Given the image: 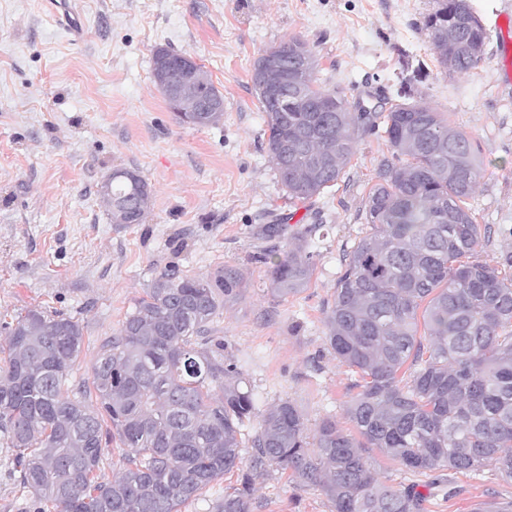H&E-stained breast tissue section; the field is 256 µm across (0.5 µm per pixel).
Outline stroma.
Masks as SVG:
<instances>
[{
	"mask_svg": "<svg viewBox=\"0 0 512 512\" xmlns=\"http://www.w3.org/2000/svg\"><path fill=\"white\" fill-rule=\"evenodd\" d=\"M81 39L46 0H0V315L40 306L79 318L84 342L72 378H90L102 341L115 332L165 268L204 276L243 270L248 287L212 324L224 356L249 381L258 410L288 399L308 426L346 406L356 375L331 353L327 302L344 256L369 230L363 209L388 152L363 134L335 186L290 201L276 178L254 91L255 60L281 40L304 39L320 59L318 78L349 101H398L403 64L422 65L415 100L428 103L477 144L483 177L470 199L484 228L477 260L512 256V84L488 40L477 68L441 70L419 29L434 0H78ZM163 46L191 56L224 95L211 127L179 122L153 82ZM135 169L152 197L140 224H115L98 195L113 168ZM315 226L312 277L280 299L268 291L260 255L280 249L262 225ZM380 482L430 484L428 512H473L512 500L494 465L478 473L418 474L368 449ZM12 451L0 439V512H30ZM257 512H332L327 498L274 471L255 484Z\"/></svg>",
	"mask_w": 512,
	"mask_h": 512,
	"instance_id": "obj_1",
	"label": "stroma"
}]
</instances>
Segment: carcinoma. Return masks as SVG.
I'll use <instances>...</instances> for the list:
<instances>
[{
	"label": "carcinoma",
	"mask_w": 512,
	"mask_h": 512,
	"mask_svg": "<svg viewBox=\"0 0 512 512\" xmlns=\"http://www.w3.org/2000/svg\"><path fill=\"white\" fill-rule=\"evenodd\" d=\"M420 28L444 72L463 74L484 61L489 33L470 0H436ZM281 43L312 57L308 71L290 70L308 105L293 80L276 98L254 87L288 199L335 185L359 136L379 118L390 148L365 202L370 232L345 255L324 317L331 352L359 376L346 409L359 437L330 417L308 432L290 400L257 413L247 379L225 363L223 341L210 335L224 304L248 288L246 277L233 266L206 277L172 267L102 341L90 380L77 385L68 376L83 345L80 320L34 307L0 322L8 339L0 436L14 449V472L33 495V512H180L234 471L238 486L224 492L215 512H254L255 479L274 470L319 487L332 512H426L428 496L417 485L378 481L369 448L415 472L476 473L493 463L512 480V276L472 260L481 242L468 206L481 175L472 139L420 102L385 112L350 105L343 92L318 83L319 60L306 41ZM178 87L187 101L204 88L222 96L202 69ZM176 116L208 127L223 113ZM105 181L109 218L123 206L125 223H143L146 179L116 168ZM313 232L298 228L281 251L265 255L272 297L309 283ZM257 415L259 427L245 436ZM115 439L124 470L100 482V462Z\"/></svg>",
	"instance_id": "obj_1"
}]
</instances>
